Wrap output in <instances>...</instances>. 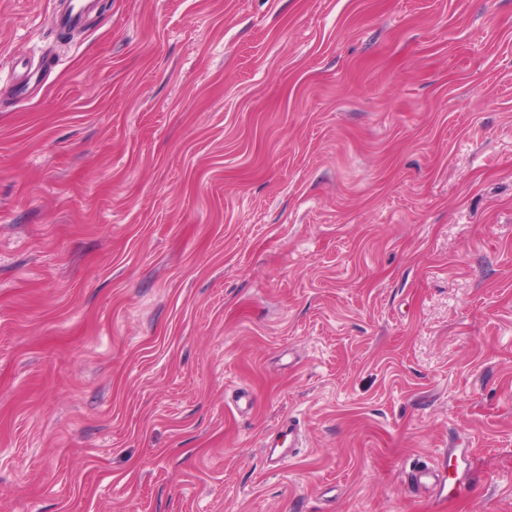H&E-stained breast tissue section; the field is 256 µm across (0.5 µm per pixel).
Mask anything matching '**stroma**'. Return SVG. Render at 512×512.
Segmentation results:
<instances>
[{"mask_svg": "<svg viewBox=\"0 0 512 512\" xmlns=\"http://www.w3.org/2000/svg\"><path fill=\"white\" fill-rule=\"evenodd\" d=\"M56 8L0 0V512H512V0ZM95 0H67L57 15V25L62 31L81 26ZM411 481L414 485L424 488L429 494L435 497L447 499L455 489L450 486L446 474L435 469L420 467L411 473Z\"/></svg>", "mask_w": 512, "mask_h": 512, "instance_id": "obj_1", "label": "stroma"}]
</instances>
